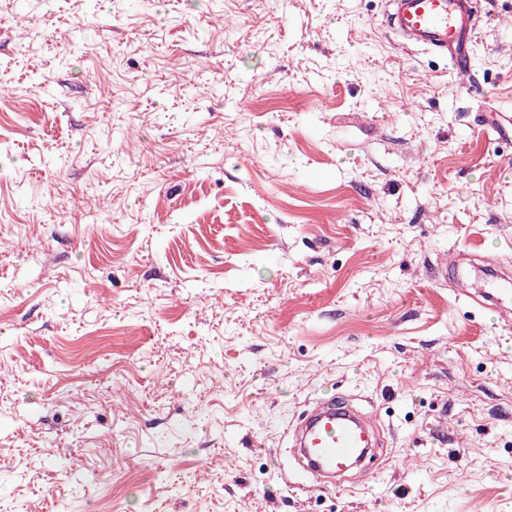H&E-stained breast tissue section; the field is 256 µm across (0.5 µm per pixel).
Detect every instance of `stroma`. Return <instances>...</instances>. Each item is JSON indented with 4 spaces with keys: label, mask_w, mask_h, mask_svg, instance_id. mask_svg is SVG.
Masks as SVG:
<instances>
[{
    "label": "stroma",
    "mask_w": 512,
    "mask_h": 512,
    "mask_svg": "<svg viewBox=\"0 0 512 512\" xmlns=\"http://www.w3.org/2000/svg\"><path fill=\"white\" fill-rule=\"evenodd\" d=\"M0 0V512H512V0ZM356 398L385 459L299 473ZM385 30L398 42L447 59L458 74L470 70L479 16L476 0H387ZM376 426L342 395L322 398L291 430L290 452L303 472L342 490L377 453Z\"/></svg>",
    "instance_id": "35a3bbf8"
}]
</instances>
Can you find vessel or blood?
<instances>
[{
  "mask_svg": "<svg viewBox=\"0 0 512 512\" xmlns=\"http://www.w3.org/2000/svg\"><path fill=\"white\" fill-rule=\"evenodd\" d=\"M385 30L398 42L470 70L477 34V0H387ZM381 441L376 426L342 395L317 401L291 430L290 452L303 472L336 490L346 488L372 460Z\"/></svg>",
  "mask_w": 512,
  "mask_h": 512,
  "instance_id": "1",
  "label": "vessel or blood"
}]
</instances>
